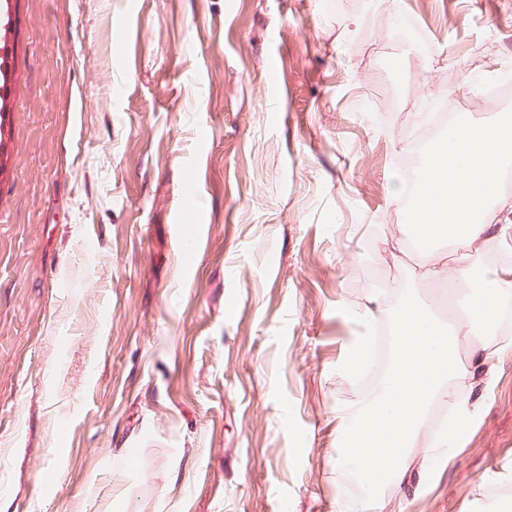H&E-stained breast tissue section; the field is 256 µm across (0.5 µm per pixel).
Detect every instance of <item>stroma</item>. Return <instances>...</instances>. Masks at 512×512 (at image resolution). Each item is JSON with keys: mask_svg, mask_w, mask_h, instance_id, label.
Here are the masks:
<instances>
[{"mask_svg": "<svg viewBox=\"0 0 512 512\" xmlns=\"http://www.w3.org/2000/svg\"><path fill=\"white\" fill-rule=\"evenodd\" d=\"M0 114V512H339L340 372L394 282L398 159L431 97L512 100V0H8ZM208 142H201L200 128ZM490 241L512 269L496 199ZM475 416L381 512H512V327Z\"/></svg>", "mask_w": 512, "mask_h": 512, "instance_id": "35a3bbf8", "label": "stroma"}]
</instances>
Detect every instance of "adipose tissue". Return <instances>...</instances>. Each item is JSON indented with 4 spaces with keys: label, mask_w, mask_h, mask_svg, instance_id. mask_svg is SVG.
Returning a JSON list of instances; mask_svg holds the SVG:
<instances>
[{
    "label": "adipose tissue",
    "mask_w": 512,
    "mask_h": 512,
    "mask_svg": "<svg viewBox=\"0 0 512 512\" xmlns=\"http://www.w3.org/2000/svg\"><path fill=\"white\" fill-rule=\"evenodd\" d=\"M512 157V122L475 126L459 116L450 141L438 145L424 168V188L416 208L425 217L426 233L436 242L464 240L466 249L438 259L420 271L426 280L454 272L465 280L470 261L492 236L482 215L501 163ZM456 311L444 325L432 321L422 306L404 301L394 321L396 354L383 384L341 410L338 444L351 473L370 481L382 476L397 486L409 485L434 462H447L462 425L471 418L459 389L472 367L457 353ZM456 400L457 417L448 431L437 433L422 458L416 447L424 417L442 400Z\"/></svg>",
    "instance_id": "obj_1"
}]
</instances>
